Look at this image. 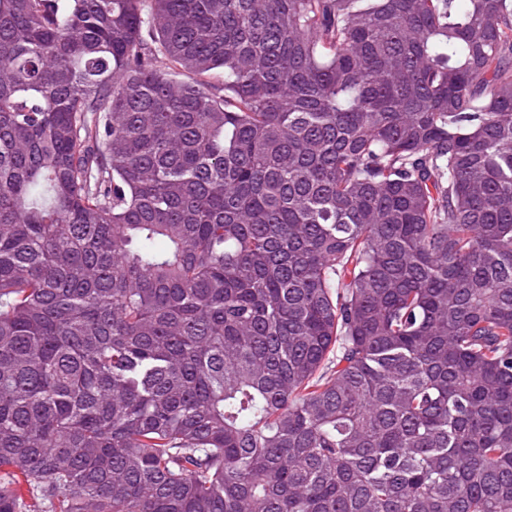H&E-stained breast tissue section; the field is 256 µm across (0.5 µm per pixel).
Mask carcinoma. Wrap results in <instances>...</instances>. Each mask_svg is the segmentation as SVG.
I'll use <instances>...</instances> for the list:
<instances>
[{
    "instance_id": "cac0c4a2",
    "label": "carcinoma",
    "mask_w": 512,
    "mask_h": 512,
    "mask_svg": "<svg viewBox=\"0 0 512 512\" xmlns=\"http://www.w3.org/2000/svg\"><path fill=\"white\" fill-rule=\"evenodd\" d=\"M0 512H512V0H0Z\"/></svg>"
}]
</instances>
